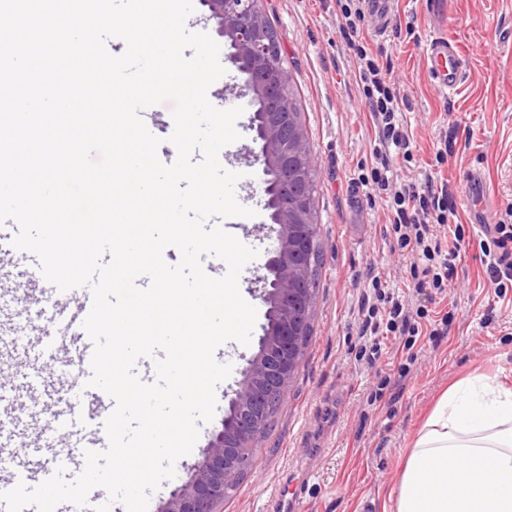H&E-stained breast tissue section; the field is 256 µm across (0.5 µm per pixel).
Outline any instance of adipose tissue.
<instances>
[{
	"label": "adipose tissue",
	"instance_id": "1",
	"mask_svg": "<svg viewBox=\"0 0 512 512\" xmlns=\"http://www.w3.org/2000/svg\"><path fill=\"white\" fill-rule=\"evenodd\" d=\"M389 499L391 512H512V387L483 375L449 387Z\"/></svg>",
	"mask_w": 512,
	"mask_h": 512
}]
</instances>
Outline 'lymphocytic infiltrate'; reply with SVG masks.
Listing matches in <instances>:
<instances>
[{
  "label": "lymphocytic infiltrate",
  "instance_id": "lymphocytic-infiltrate-1",
  "mask_svg": "<svg viewBox=\"0 0 512 512\" xmlns=\"http://www.w3.org/2000/svg\"><path fill=\"white\" fill-rule=\"evenodd\" d=\"M340 12V31L357 58L359 84L367 101L372 122L377 130L373 149L374 163L369 173L361 175L363 185L385 193L389 200V223L397 244L406 250L410 259V274L415 288H431L443 292L454 275L456 259L467 245L463 230H455L453 244H445L436 231L437 225L447 223L448 183L437 170H425L420 182L401 184L397 181V159H411L413 143L402 113V102L391 87L377 55L362 41L356 18L361 10L356 0H336ZM480 262L498 292L512 289V224L493 227L491 240L481 244ZM386 310L377 305L362 307L358 336L369 358L378 354V339L397 338L402 353L414 359L413 348L419 336L447 335V327L439 324L423 326L414 316L403 295L384 294Z\"/></svg>",
  "mask_w": 512,
  "mask_h": 512
}]
</instances>
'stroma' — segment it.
I'll return each instance as SVG.
<instances>
[{"instance_id":"obj_1","label":"stroma","mask_w":512,"mask_h":512,"mask_svg":"<svg viewBox=\"0 0 512 512\" xmlns=\"http://www.w3.org/2000/svg\"><path fill=\"white\" fill-rule=\"evenodd\" d=\"M446 2L445 30L461 43L465 58L464 80L452 96L429 81L422 46L404 31L410 23L423 36L434 27L432 0H395L393 22L381 36L372 31L369 17L357 22L368 48L382 49L390 81L405 103L415 148L411 161H398L399 175L411 179L421 167L439 165L455 211L440 232L452 237L459 224L472 241L458 258L447 291L432 297L410 289L409 262L384 229L386 203L371 200L359 181L373 162L375 132L354 77V55L338 32L334 0L258 2L280 43L315 162L322 265L308 348L258 442L252 469L225 501L224 512H276L277 488L300 481L306 492L299 512H382L415 434L448 387L472 374L512 385V290L497 296L476 258L483 235L469 219L464 193L468 172L480 171L494 203L491 223L512 215V0ZM230 53L228 45H221L225 73L211 84L207 98L216 107L231 101L244 109L235 124L239 138L221 150L219 159L224 168L240 173L237 200L254 211L234 218L232 230L258 252L239 284L241 296L257 311L254 340L246 346L231 341L222 348L232 372L216 388L214 418L204 425L192 452L176 464L174 478L152 494L155 510L185 480L187 467L202 459L211 434L220 429L238 370L244 357L256 352L266 323L256 278L264 272L274 236L268 231L260 171L248 155L253 114L239 96L242 76ZM445 135L455 145L440 165L435 153ZM369 267L429 318L451 316L447 337L422 341L411 365H404L390 336L382 338L374 365L358 359V310L372 291L361 273ZM9 271L8 263L0 262V287L6 290L0 310L13 317L20 333L32 301L25 294L24 276L10 277ZM383 375L391 378L387 412L371 410L367 403Z\"/></svg>"}]
</instances>
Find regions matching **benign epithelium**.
<instances>
[{
	"label": "benign epithelium",
	"instance_id": "obj_1",
	"mask_svg": "<svg viewBox=\"0 0 512 512\" xmlns=\"http://www.w3.org/2000/svg\"><path fill=\"white\" fill-rule=\"evenodd\" d=\"M201 4L243 76L256 132L257 149L251 157L261 167L277 246L266 273L259 276L267 310L258 349L240 370L221 429L212 434L202 460L163 502L160 512H222L224 498L250 467L243 460L242 445L251 447L257 441L273 401L284 396L298 371L301 336L315 305L308 288L313 224L309 174L314 164L305 130L288 99L291 78L281 61L280 44L258 0H201Z\"/></svg>",
	"mask_w": 512,
	"mask_h": 512
}]
</instances>
